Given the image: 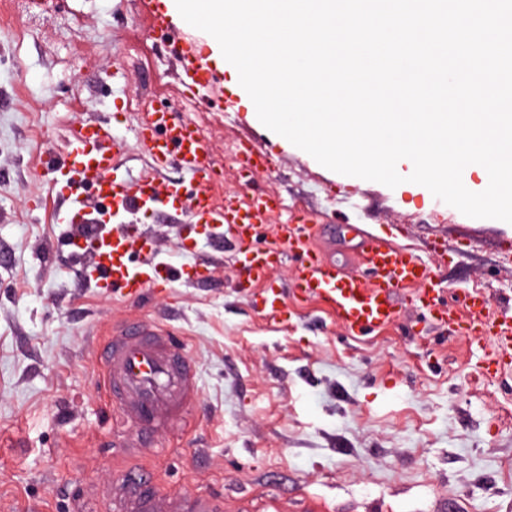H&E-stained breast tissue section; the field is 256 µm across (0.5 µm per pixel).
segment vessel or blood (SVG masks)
<instances>
[{
    "label": "vessel or blood",
    "mask_w": 512,
    "mask_h": 512,
    "mask_svg": "<svg viewBox=\"0 0 512 512\" xmlns=\"http://www.w3.org/2000/svg\"><path fill=\"white\" fill-rule=\"evenodd\" d=\"M137 140L155 171L177 164L182 181L157 182L145 178L128 181L119 172L123 147L105 124L85 120L70 132L63 156H45L40 167L48 176V189L64 201L57 223L81 260L84 281L125 300L142 301L189 278L203 280L212 269L196 265L193 271L161 261L153 239L134 215L187 207L189 223L180 225L181 240L196 232L209 238L236 237L250 284L260 286L261 309L267 320L281 316L289 301H315L334 316L352 336L381 329L400 314L397 294L411 290V299L434 322L461 326L468 336L489 341L488 368L512 365V307L490 311L484 297L469 293L466 316L441 305L440 290L431 270L409 249L392 240L363 235L360 259L372 280L347 275L315 252V227L295 215L278 228L280 246L257 248L263 222L281 208L277 197L260 192L247 202L236 197L216 201L215 168L201 132L179 121L173 109L143 103ZM298 261L289 292L269 287L268 273L287 253ZM104 384L111 402L121 413L125 430L120 447L142 454L152 447L158 432L194 407L200 399L198 372L177 345L168 328L131 318L104 331L100 352ZM222 499L211 496H169L162 493L145 467L130 466L121 474V492L112 498V512H223Z\"/></svg>",
    "instance_id": "b4317fda"
}]
</instances>
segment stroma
Listing matches in <instances>:
<instances>
[{
    "label": "stroma",
    "instance_id": "stroma-1",
    "mask_svg": "<svg viewBox=\"0 0 512 512\" xmlns=\"http://www.w3.org/2000/svg\"><path fill=\"white\" fill-rule=\"evenodd\" d=\"M164 0H0V512H72L100 496L134 457L112 445L123 427L100 389L97 334L136 315L168 326L196 365L201 402L143 464L168 494L223 498L224 512H512V371H485L481 342L431 323L410 299L371 335L352 337L314 302L263 318L232 236L198 235L185 252L184 209L138 215L163 259L213 263L205 283L178 282L138 303L83 286L58 201L39 166L68 129L111 120L126 145L120 173L152 175L131 106H160L203 133L240 198L278 195L259 245L295 213L316 224L314 249L365 276L359 228L388 236L431 267L458 310L477 290L512 299V224L465 216L423 195L327 169L260 124L224 72L195 84L186 39L205 32L152 20ZM260 155L243 174L239 147Z\"/></svg>",
    "mask_w": 512,
    "mask_h": 512
}]
</instances>
